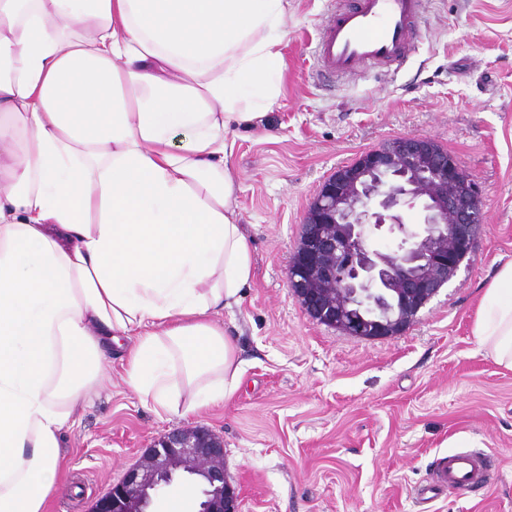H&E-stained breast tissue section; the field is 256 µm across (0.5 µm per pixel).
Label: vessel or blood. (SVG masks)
<instances>
[{
	"instance_id": "b4317fda",
	"label": "vessel or blood",
	"mask_w": 512,
	"mask_h": 512,
	"mask_svg": "<svg viewBox=\"0 0 512 512\" xmlns=\"http://www.w3.org/2000/svg\"><path fill=\"white\" fill-rule=\"evenodd\" d=\"M421 0H353L322 22L315 48L318 71L342 77L377 65L396 71L406 63L416 39ZM480 457L451 452L439 459L434 489H464L475 484Z\"/></svg>"
}]
</instances>
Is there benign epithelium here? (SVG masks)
I'll return each mask as SVG.
<instances>
[{"label":"benign epithelium","instance_id":"obj_1","mask_svg":"<svg viewBox=\"0 0 512 512\" xmlns=\"http://www.w3.org/2000/svg\"><path fill=\"white\" fill-rule=\"evenodd\" d=\"M403 206L420 208L421 227H407ZM480 218L478 188L456 160L430 139L401 137L324 182L303 224L290 287L312 317L350 336L396 335L474 254ZM385 225L402 235L393 255L370 243ZM178 470L204 478L199 512H238L223 441L204 426L161 436L92 512H151L152 492Z\"/></svg>","mask_w":512,"mask_h":512}]
</instances>
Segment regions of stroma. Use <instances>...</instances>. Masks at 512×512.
Here are the masks:
<instances>
[{"label":"stroma","instance_id":"stroma-1","mask_svg":"<svg viewBox=\"0 0 512 512\" xmlns=\"http://www.w3.org/2000/svg\"><path fill=\"white\" fill-rule=\"evenodd\" d=\"M328 8L290 0L279 102L228 160L254 257L222 317L243 362L238 391L197 415H160L113 366L63 430L68 464L47 512H91L146 448L192 426L223 439L240 512H512V370L472 334L512 261V0H423L403 69L322 80L313 50ZM406 135L434 141L478 185L475 256L401 334L350 336L309 315L289 269L323 183ZM451 451L485 457L483 482L423 495Z\"/></svg>","mask_w":512,"mask_h":512}]
</instances>
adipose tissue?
I'll list each match as a JSON object with an SVG mask.
<instances>
[{
  "mask_svg": "<svg viewBox=\"0 0 512 512\" xmlns=\"http://www.w3.org/2000/svg\"><path fill=\"white\" fill-rule=\"evenodd\" d=\"M288 0H0V512H45L62 431L124 347L156 412L237 390L253 278L228 164L280 97ZM512 369V262L472 327Z\"/></svg>",
  "mask_w": 512,
  "mask_h": 512,
  "instance_id": "obj_1",
  "label": "adipose tissue"
}]
</instances>
